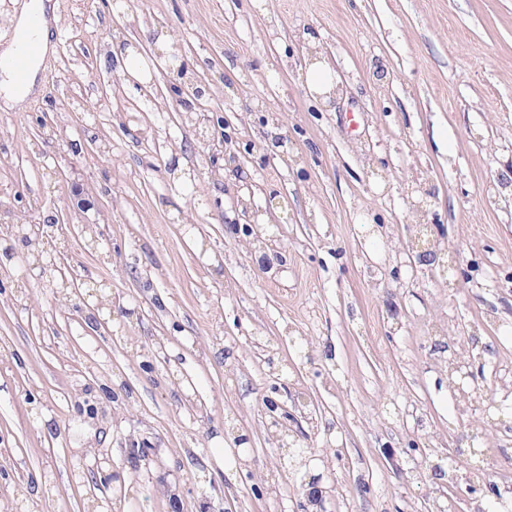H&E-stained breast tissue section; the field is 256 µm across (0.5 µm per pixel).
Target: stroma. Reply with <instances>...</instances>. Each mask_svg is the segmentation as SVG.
<instances>
[{
	"label": "stroma",
	"instance_id": "1",
	"mask_svg": "<svg viewBox=\"0 0 512 512\" xmlns=\"http://www.w3.org/2000/svg\"><path fill=\"white\" fill-rule=\"evenodd\" d=\"M51 2L33 92L0 102V233L58 217L61 262L110 283L112 316L25 278V249L0 266V512L512 504V0ZM117 28L151 82L120 79ZM173 51L217 91L209 145L178 117ZM319 59L333 95L306 84ZM278 133L287 158L253 150ZM224 147L278 260L238 250L240 182L198 163ZM422 224L449 287L399 262ZM459 328L482 395L464 410ZM270 399L293 445L268 443Z\"/></svg>",
	"mask_w": 512,
	"mask_h": 512
}]
</instances>
